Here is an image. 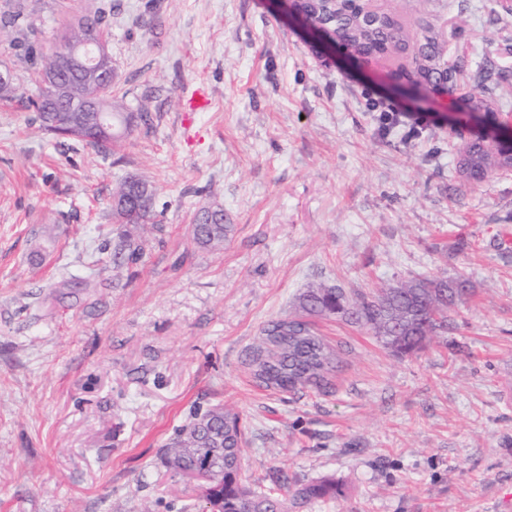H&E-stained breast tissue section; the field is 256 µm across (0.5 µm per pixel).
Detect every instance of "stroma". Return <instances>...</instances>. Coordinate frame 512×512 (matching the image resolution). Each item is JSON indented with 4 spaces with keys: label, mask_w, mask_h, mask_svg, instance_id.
<instances>
[{
    "label": "stroma",
    "mask_w": 512,
    "mask_h": 512,
    "mask_svg": "<svg viewBox=\"0 0 512 512\" xmlns=\"http://www.w3.org/2000/svg\"><path fill=\"white\" fill-rule=\"evenodd\" d=\"M0 69L34 91L21 42L50 50L111 7L112 89L143 112L111 158L49 135L0 98V512H182L192 482L162 462L198 406L241 416L248 480L336 477L313 512H512V171L468 180L477 134L512 124V11L501 0H392L412 33L447 34L453 95L396 93L389 63L313 42L276 0H25ZM210 91L186 113L188 93ZM422 118L382 127L368 101ZM143 175L148 260L113 269L112 196ZM217 205L224 246L192 240ZM89 285L63 298L60 275ZM414 278L463 279L449 329L399 355L338 316L312 317L343 368L332 393L281 399L243 363L300 295L349 300Z\"/></svg>",
    "instance_id": "35a3bbf8"
}]
</instances>
